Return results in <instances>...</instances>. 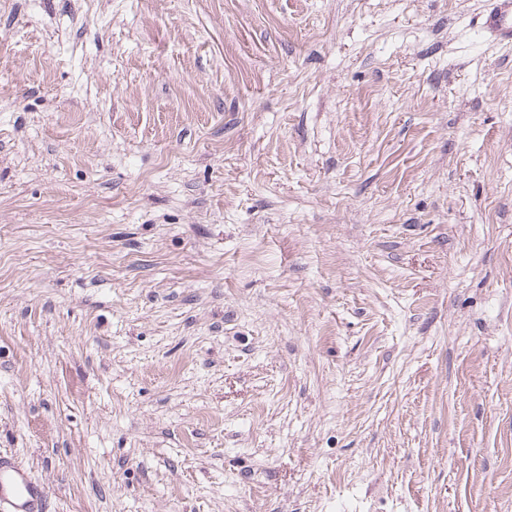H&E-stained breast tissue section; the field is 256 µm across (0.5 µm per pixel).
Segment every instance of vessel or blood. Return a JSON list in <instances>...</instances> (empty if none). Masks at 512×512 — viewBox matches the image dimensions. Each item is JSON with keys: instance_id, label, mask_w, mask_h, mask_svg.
Segmentation results:
<instances>
[{"instance_id": "1", "label": "vessel or blood", "mask_w": 512, "mask_h": 512, "mask_svg": "<svg viewBox=\"0 0 512 512\" xmlns=\"http://www.w3.org/2000/svg\"><path fill=\"white\" fill-rule=\"evenodd\" d=\"M480 27L497 42L512 46V0H496ZM0 512H51L41 482L4 454L0 455Z\"/></svg>"}]
</instances>
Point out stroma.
Returning a JSON list of instances; mask_svg holds the SVG:
<instances>
[{
    "instance_id": "obj_1",
    "label": "stroma",
    "mask_w": 512,
    "mask_h": 512,
    "mask_svg": "<svg viewBox=\"0 0 512 512\" xmlns=\"http://www.w3.org/2000/svg\"><path fill=\"white\" fill-rule=\"evenodd\" d=\"M490 0H0V453L54 512H512Z\"/></svg>"
}]
</instances>
